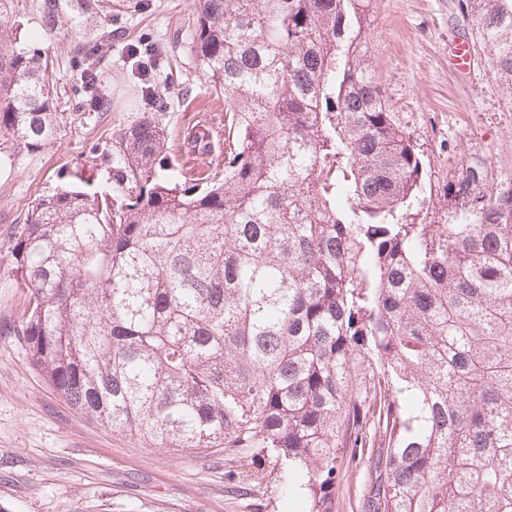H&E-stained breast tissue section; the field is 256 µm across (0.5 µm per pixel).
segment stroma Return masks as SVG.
Instances as JSON below:
<instances>
[{"label": "stroma", "instance_id": "stroma-1", "mask_svg": "<svg viewBox=\"0 0 512 512\" xmlns=\"http://www.w3.org/2000/svg\"><path fill=\"white\" fill-rule=\"evenodd\" d=\"M193 3L150 0L148 9L116 22L131 36L163 46L149 73L173 77L184 92L166 115L174 129L200 115L216 122L224 117L223 100L191 58L172 49ZM471 28L457 0H378L368 33L371 68L422 159L425 199L413 207L419 224L443 218L442 187L471 158H487L495 182L512 183V93L486 57L474 56L463 74L448 60L449 42L469 39ZM141 74L138 61L117 45L98 82L111 106L93 112L74 92L79 72L61 67L56 76L73 92V122L36 153L0 145V321L16 318L26 294L11 272L10 247L28 209L71 173L94 172L98 187L109 186L112 136L143 113ZM376 450L372 442L352 447L348 432L340 433L333 512H368ZM249 454L246 448H152L101 426L46 382L20 344L0 336V512H297L274 473L245 497L228 493V476Z\"/></svg>", "mask_w": 512, "mask_h": 512}]
</instances>
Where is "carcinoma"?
<instances>
[{"label": "carcinoma", "instance_id": "1", "mask_svg": "<svg viewBox=\"0 0 512 512\" xmlns=\"http://www.w3.org/2000/svg\"><path fill=\"white\" fill-rule=\"evenodd\" d=\"M377 0H197L180 26L224 96V151L200 124L169 146L174 83L112 138L111 184L35 200L12 240L27 288L14 336L88 418L155 448H252L306 512H333L336 438L367 418L370 512H512V185L448 177L444 223L410 220L420 154L368 64ZM145 0H0V136L35 152L69 116L68 43L94 110L112 20ZM473 50L512 89V0H457Z\"/></svg>", "mask_w": 512, "mask_h": 512}]
</instances>
